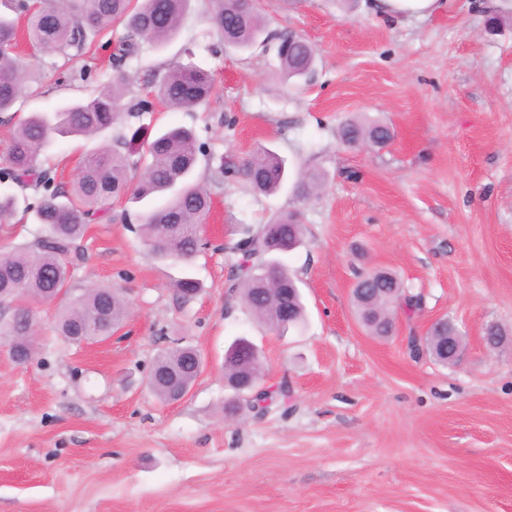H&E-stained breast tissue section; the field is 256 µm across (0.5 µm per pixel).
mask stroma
Masks as SVG:
<instances>
[{
    "mask_svg": "<svg viewBox=\"0 0 512 512\" xmlns=\"http://www.w3.org/2000/svg\"><path fill=\"white\" fill-rule=\"evenodd\" d=\"M369 4L270 8L269 32L303 36L317 58L311 77L292 85L273 78L274 50L225 47L205 0H191L172 42L142 43L126 62L140 98L154 72L188 56L214 75L206 106L130 121L195 134L194 176L213 199L212 238L191 267L202 289L190 299L173 290L183 266L144 246L139 204L111 202L89 224L69 294L122 290L130 316L110 340L77 345L55 332L59 305L46 303L27 362L0 341V512H512V26L486 30L500 0H455L410 21ZM18 53L41 85L0 114V149L30 113L97 92L115 66L106 36L75 61L29 54L24 43ZM348 118L384 121L394 138L345 146ZM116 135L56 139L41 166L70 185ZM261 148L289 169L319 172V197L302 201L288 185L260 194L230 174L215 182L221 160ZM39 201L19 192L0 247L34 251L44 233L31 215ZM283 212L304 226L286 263L307 322L282 334L227 285L244 229ZM378 269L421 299L415 313L397 308L385 339L368 335L352 303L357 274ZM443 318L465 338L446 367L407 346ZM491 323L508 332L495 350L483 342ZM167 335L205 363L174 404L148 384ZM238 337L258 347L264 385H288L291 396L228 423L222 366Z\"/></svg>",
    "mask_w": 512,
    "mask_h": 512,
    "instance_id": "35a3bbf8",
    "label": "stroma"
}]
</instances>
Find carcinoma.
I'll list each match as a JSON object with an SVG mask.
<instances>
[{"label":"carcinoma","mask_w":512,"mask_h":512,"mask_svg":"<svg viewBox=\"0 0 512 512\" xmlns=\"http://www.w3.org/2000/svg\"><path fill=\"white\" fill-rule=\"evenodd\" d=\"M190 0H45L37 7L29 0H15V16L0 14V113L10 111L21 91L36 81L35 72L25 68L14 51L18 18H25L24 32L30 46L67 60L85 53L105 31L123 26L126 35L117 46L119 56H137L146 40L157 46L178 33ZM210 18L224 44L238 51L252 49L267 33L261 3L250 6L241 0H208ZM277 75L284 82L307 76L315 64L314 51L302 37H280L276 44ZM153 99H127L129 80L119 72L104 90L86 101H74L54 116L34 112L13 132L6 146L8 166L3 176L16 186L45 191L35 209L36 223L45 227L37 252L0 249V300L19 303L11 320L0 324V336L14 341L26 335L25 325L35 320L34 305L51 300L52 289L67 287L70 267L78 255L79 241L87 224L95 220L96 205L127 194L154 203L138 214L143 241L160 260L191 265L200 252L198 233L211 209V194L194 178L198 160L193 132L183 127L166 130L142 143V155L132 160L127 148L140 140L144 129L119 135L110 147L85 158L72 190L54 184L40 169L39 156L56 135L89 136L120 126L129 117L152 111V100L170 110H190L205 104L214 91L213 74L193 62L176 61L164 72L152 75ZM340 138L349 147H383L393 139L392 129L382 122L351 119L340 125ZM246 181L257 191L272 194L287 181L285 163L268 149L258 151L238 166ZM321 177L299 171L292 188L296 196L309 199L317 194ZM16 210L11 192H0V223L10 221ZM274 237L266 241L265 226L248 228L236 246L234 281L228 295L242 300L257 319L277 326L279 307L286 302L294 310L290 327L305 322V307L295 279L284 257L303 242L299 214L285 212L269 221ZM184 298L200 290V282L187 273L175 283ZM358 318L367 333L386 338L394 330V309L411 310L420 299L405 294L390 273L379 271L372 280L359 276L353 291ZM127 308L122 297L95 287L72 299L56 315V327L66 336L88 339L111 332L112 325L125 321ZM451 330L446 322L436 323L425 342L430 355L443 364L459 360L463 339L448 344ZM186 356L171 346L156 359L157 369L179 368Z\"/></svg>","instance_id":"carcinoma-1"}]
</instances>
